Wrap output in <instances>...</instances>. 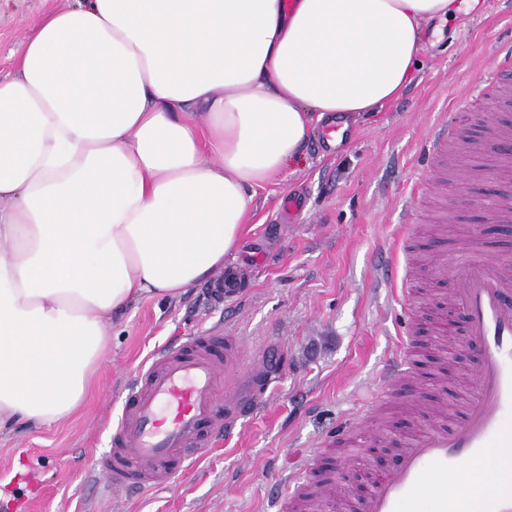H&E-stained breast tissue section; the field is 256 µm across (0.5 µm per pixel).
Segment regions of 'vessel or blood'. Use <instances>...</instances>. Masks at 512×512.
Masks as SVG:
<instances>
[{
	"label": "vessel or blood",
	"mask_w": 512,
	"mask_h": 512,
	"mask_svg": "<svg viewBox=\"0 0 512 512\" xmlns=\"http://www.w3.org/2000/svg\"><path fill=\"white\" fill-rule=\"evenodd\" d=\"M500 52L493 84L497 97L506 100L512 98V40ZM461 135V128L446 120L423 145L419 159L430 171L432 187L444 186L448 145ZM485 147L501 165L511 163L512 128L497 127ZM408 240L405 233L397 240L403 252L398 294L404 301L415 270ZM430 263L439 276H451L448 305L464 323L478 357L460 420L448 426L446 407L434 408L430 427L409 436L396 467L373 474L361 498L349 499L339 475L320 471L323 461H349L356 430L418 376L415 322L406 320L367 405L313 451L285 492L274 498L271 512H328L339 500L347 501L349 512H512V468L497 471L478 493L467 490L464 472L465 464L512 453V275L487 254L453 270L437 256ZM208 292L221 302L241 296L243 289L232 277L217 280ZM243 344V337L229 334L190 336L155 350L132 372L110 430L111 446L91 461L109 487L143 493L168 486L202 449L239 431L269 381L263 355L245 359Z\"/></svg>",
	"instance_id": "vessel-or-blood-1"
}]
</instances>
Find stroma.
<instances>
[{"mask_svg": "<svg viewBox=\"0 0 512 512\" xmlns=\"http://www.w3.org/2000/svg\"><path fill=\"white\" fill-rule=\"evenodd\" d=\"M69 0H9L0 11V78L14 76L25 36ZM450 21L422 32L421 67L401 95L349 118L350 145L331 156L312 133L299 156L253 199V217L224 265L180 296L143 298L110 323L108 353L81 407L40 429L19 424L0 434V502L14 512H269L282 481L327 435L353 419L369 397L406 311L393 278L380 272L394 238L409 228L418 251L456 266L475 253L512 255V236L489 222L512 198V180L490 177L495 159L476 147L489 128L512 126V108L496 109L481 79L499 45L512 36V0H459ZM470 109L476 123L448 149L444 190L409 207L412 182L424 181L419 142L437 118ZM483 175L466 179L462 173ZM299 203L293 223L280 220L283 198ZM447 210L448 221L434 216ZM248 266L253 278L232 304L206 289L225 268ZM229 327L249 345L283 351L271 382L240 435L204 451L170 486L109 499L92 456L107 435L131 372L157 347L212 327Z\"/></svg>", "mask_w": 512, "mask_h": 512, "instance_id": "obj_1", "label": "stroma"}]
</instances>
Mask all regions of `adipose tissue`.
<instances>
[{
  "instance_id": "adipose-tissue-1",
  "label": "adipose tissue",
  "mask_w": 512,
  "mask_h": 512,
  "mask_svg": "<svg viewBox=\"0 0 512 512\" xmlns=\"http://www.w3.org/2000/svg\"><path fill=\"white\" fill-rule=\"evenodd\" d=\"M455 0H73L0 79V430L83 401L108 319L223 266L316 121L380 108Z\"/></svg>"
}]
</instances>
